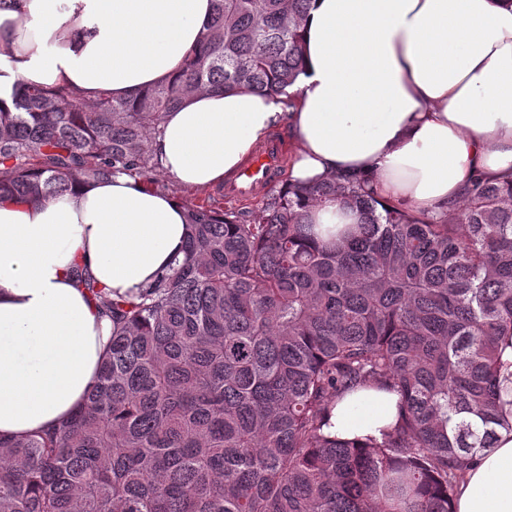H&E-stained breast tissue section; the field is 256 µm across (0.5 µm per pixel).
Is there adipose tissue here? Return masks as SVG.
<instances>
[{
    "label": "adipose tissue",
    "mask_w": 512,
    "mask_h": 512,
    "mask_svg": "<svg viewBox=\"0 0 512 512\" xmlns=\"http://www.w3.org/2000/svg\"><path fill=\"white\" fill-rule=\"evenodd\" d=\"M212 0H0V96L16 84L131 100L178 73ZM293 105L247 87L202 91L169 112L155 149L191 190L234 177L280 126L292 182L364 175L375 196L432 215L469 179L512 177V0H313ZM185 211L117 175L39 203L0 198V434L23 437L83 404L111 323L76 283L86 269L133 294L182 258ZM398 395L360 388L329 431L380 436ZM453 512H512V431L454 492Z\"/></svg>",
    "instance_id": "adipose-tissue-1"
}]
</instances>
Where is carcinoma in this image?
<instances>
[{"label": "carcinoma", "mask_w": 512, "mask_h": 512, "mask_svg": "<svg viewBox=\"0 0 512 512\" xmlns=\"http://www.w3.org/2000/svg\"><path fill=\"white\" fill-rule=\"evenodd\" d=\"M311 0H213L181 72L131 101L16 86L0 107V194L160 169L165 114L200 91L277 94ZM366 180L289 179L244 212L187 208L172 272L134 295L78 283L112 323L81 409L0 436V512H452L468 465L512 425V183L477 180L430 216ZM332 198L360 223L326 241ZM399 394L382 437L325 431L347 393ZM309 216L312 224L319 225L318 228L322 231L330 228L335 234L336 225L341 227L345 224H358L359 222L358 214L355 211L333 200L317 204L311 209Z\"/></svg>", "instance_id": "cac0c4a2"}]
</instances>
